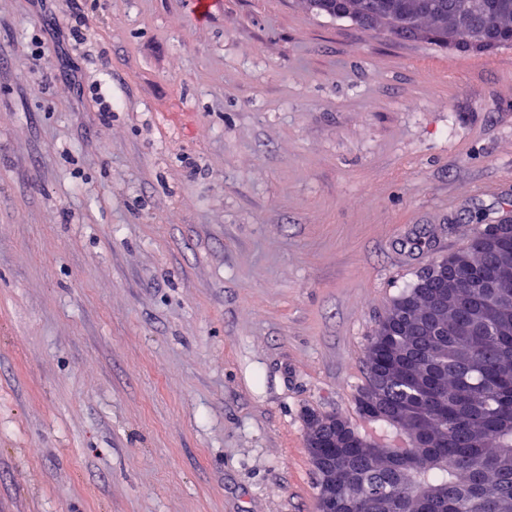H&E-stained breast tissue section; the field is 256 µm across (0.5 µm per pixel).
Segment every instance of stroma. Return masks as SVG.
I'll list each match as a JSON object with an SVG mask.
<instances>
[{"label": "stroma", "mask_w": 512, "mask_h": 512, "mask_svg": "<svg viewBox=\"0 0 512 512\" xmlns=\"http://www.w3.org/2000/svg\"><path fill=\"white\" fill-rule=\"evenodd\" d=\"M82 6L0 0V512H317L305 410L381 438L380 319L512 217V46Z\"/></svg>", "instance_id": "35a3bbf8"}]
</instances>
